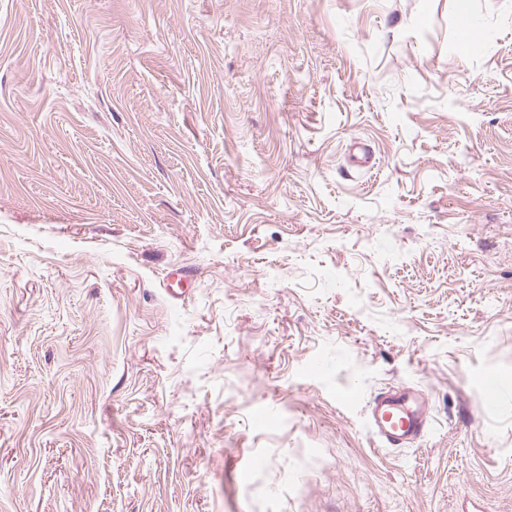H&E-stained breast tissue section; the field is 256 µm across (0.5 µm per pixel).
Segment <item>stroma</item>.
Wrapping results in <instances>:
<instances>
[{"mask_svg": "<svg viewBox=\"0 0 512 512\" xmlns=\"http://www.w3.org/2000/svg\"><path fill=\"white\" fill-rule=\"evenodd\" d=\"M0 512H512V0H0ZM373 439L385 448H412L427 435L431 408L427 396L411 386H390L367 404Z\"/></svg>", "mask_w": 512, "mask_h": 512, "instance_id": "stroma-1", "label": "stroma"}]
</instances>
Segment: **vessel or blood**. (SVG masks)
<instances>
[{
    "instance_id": "b4317fda",
    "label": "vessel or blood",
    "mask_w": 512,
    "mask_h": 512,
    "mask_svg": "<svg viewBox=\"0 0 512 512\" xmlns=\"http://www.w3.org/2000/svg\"><path fill=\"white\" fill-rule=\"evenodd\" d=\"M373 439L386 448H410L422 441L431 425L427 396L411 386H390L367 404Z\"/></svg>"
}]
</instances>
